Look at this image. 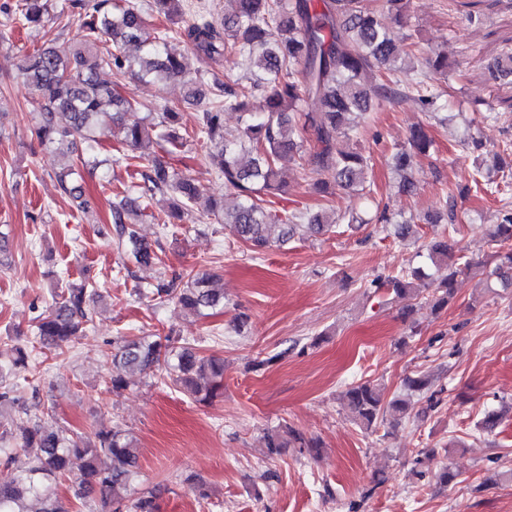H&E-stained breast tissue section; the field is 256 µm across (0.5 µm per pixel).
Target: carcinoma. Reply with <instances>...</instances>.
<instances>
[{"label": "carcinoma", "mask_w": 512, "mask_h": 512, "mask_svg": "<svg viewBox=\"0 0 512 512\" xmlns=\"http://www.w3.org/2000/svg\"><path fill=\"white\" fill-rule=\"evenodd\" d=\"M186 0H129L124 5L110 0H71L70 16L81 33L72 56L63 59L50 47L26 55L21 72L27 82L44 95L37 112V130L43 146L67 149L72 163L55 173L63 194L88 207L81 186L74 178L76 166L86 165V154L97 136L117 132L124 144L139 152L137 181L115 194L111 224L118 244L127 248L135 263L148 265L157 259L151 245L143 242L133 223L141 205H151L158 195L169 196V210L153 219L168 224L181 216L200 197L194 181L178 174L165 156L185 147L187 140L177 131L179 113L167 105L162 112H144L142 105L122 97L116 88L100 80L103 71L121 78L127 74L145 82L181 80L191 85L188 98H204L197 82L204 81L192 71L195 61L214 59L227 53L245 58L249 86L224 84V103L209 104L198 115V131L206 141L204 159L224 188L234 198L232 208L225 199L211 198L207 215L218 224H231L237 235L256 255L272 244H285L295 225L264 206L281 184L279 161L296 160L310 174L309 186L324 198L341 191L371 194L370 158L340 143L357 137L359 123L351 119L375 110L383 102L406 96L410 87L390 77L401 69L400 53L389 29L378 13L364 0H232L234 8L215 22L202 13L196 21L183 25ZM412 0H385L388 13L397 23L407 20ZM49 0H15L5 5L7 20L39 24L49 14ZM162 15L167 25L158 29L150 23L153 14ZM178 38L187 52L174 54L168 42ZM112 43V49L99 51L97 45ZM134 45L142 56L138 68L125 52ZM431 75H422L415 84L422 112L429 120L438 119L443 95L434 77L448 75V55L439 47H422ZM495 74L512 80V36L493 64ZM239 113L240 127L224 131V112ZM66 123L58 122V116ZM433 147L425 126L410 131L407 144L391 157L401 175V192L416 193L410 172L420 156ZM383 228H393L399 239L414 235V225L393 221L388 207L376 215ZM314 237L324 235L337 224L351 228L365 220L354 213L338 214L323 209L304 215ZM489 237L508 245L491 264L483 265L486 288H512V206L504 205L489 225ZM422 264L395 276L376 277L372 287L392 291L398 299H414L421 288L433 289V310L448 306L459 275L469 262L448 261V241H431L426 252H416ZM151 294L175 301L195 315L224 305V289L214 286L208 275L181 285L178 277L161 279ZM96 295L93 282L68 284L57 294L49 309L38 318L35 338L47 348L63 351L91 322L89 302ZM165 370L171 382L207 403L221 394L224 361L201 355L190 343L166 336L120 337L112 342V371L106 379L112 392L128 387L129 375ZM353 421L370 429L384 421L387 412L402 415L408 401L394 399L383 404L380 389L370 383L349 387L345 393ZM11 438L24 451L25 460L11 482L0 484V512H25L20 504L29 496L40 503L35 512H74L73 505L61 498L44 478H73L78 482L76 498L85 501L98 493L112 505V512H154L149 497L133 498L130 486L140 464L127 431L116 426L98 430L94 437L70 434L63 429H47L39 424L24 427L19 434L0 421V440ZM266 455L293 444L315 448L293 429L265 434Z\"/></svg>", "instance_id": "obj_1"}]
</instances>
